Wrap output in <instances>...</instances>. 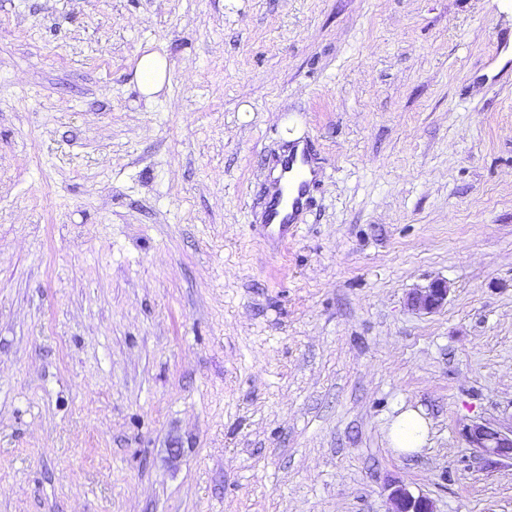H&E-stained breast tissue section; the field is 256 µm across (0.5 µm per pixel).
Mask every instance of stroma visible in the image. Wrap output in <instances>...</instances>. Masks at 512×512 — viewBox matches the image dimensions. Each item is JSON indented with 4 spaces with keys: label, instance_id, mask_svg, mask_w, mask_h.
<instances>
[{
    "label": "stroma",
    "instance_id": "1",
    "mask_svg": "<svg viewBox=\"0 0 512 512\" xmlns=\"http://www.w3.org/2000/svg\"><path fill=\"white\" fill-rule=\"evenodd\" d=\"M502 29L512 0H0V512H387L391 481L512 512L461 437L512 419ZM291 140L325 176L280 242ZM168 73L166 59L157 52H146L138 58L135 76L141 93L151 99L164 86ZM448 283L443 280L432 281L424 288H414L409 292L407 304L413 309L426 313L440 310L448 301ZM430 433L429 420L419 409L407 407L400 410L387 428L390 447L400 455L418 452L427 444Z\"/></svg>",
    "mask_w": 512,
    "mask_h": 512
}]
</instances>
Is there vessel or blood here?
<instances>
[{"instance_id": "b4317fda", "label": "vessel or blood", "mask_w": 512, "mask_h": 512, "mask_svg": "<svg viewBox=\"0 0 512 512\" xmlns=\"http://www.w3.org/2000/svg\"><path fill=\"white\" fill-rule=\"evenodd\" d=\"M279 166L281 184L266 201L260 224L261 234L274 239L287 238L298 230L322 177L305 145L291 149Z\"/></svg>"}]
</instances>
